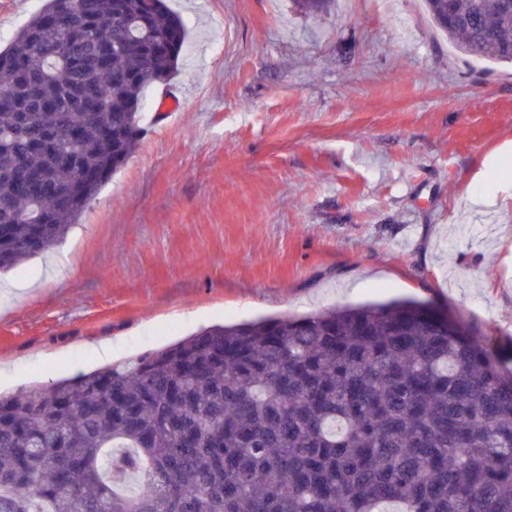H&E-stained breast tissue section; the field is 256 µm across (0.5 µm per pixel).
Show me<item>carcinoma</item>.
Returning a JSON list of instances; mask_svg holds the SVG:
<instances>
[{"label": "carcinoma", "instance_id": "carcinoma-1", "mask_svg": "<svg viewBox=\"0 0 512 512\" xmlns=\"http://www.w3.org/2000/svg\"><path fill=\"white\" fill-rule=\"evenodd\" d=\"M426 7L512 64L506 0ZM186 36L164 0H45L0 49V271L128 161ZM0 512H512V372L409 299L214 325L0 394Z\"/></svg>", "mask_w": 512, "mask_h": 512}]
</instances>
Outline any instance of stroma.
Returning <instances> with one entry per match:
<instances>
[{
    "instance_id": "obj_1",
    "label": "stroma",
    "mask_w": 512,
    "mask_h": 512,
    "mask_svg": "<svg viewBox=\"0 0 512 512\" xmlns=\"http://www.w3.org/2000/svg\"><path fill=\"white\" fill-rule=\"evenodd\" d=\"M188 29L79 224L0 274V392L218 323L412 297L512 369V68L422 0H168ZM181 88L174 115L155 109ZM489 196V208L468 200Z\"/></svg>"
}]
</instances>
